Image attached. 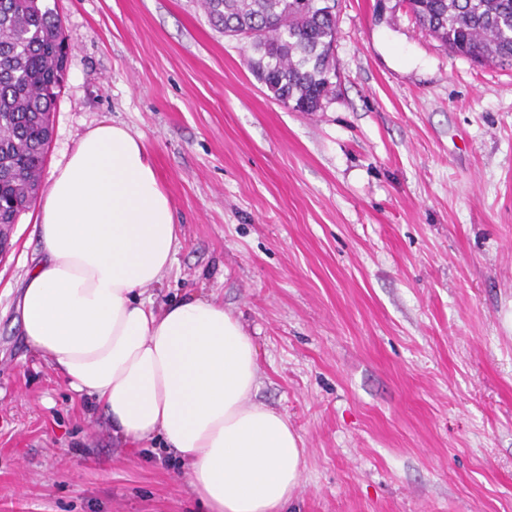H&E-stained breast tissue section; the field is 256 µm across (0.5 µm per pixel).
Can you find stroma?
I'll return each instance as SVG.
<instances>
[{"instance_id":"1","label":"stroma","mask_w":512,"mask_h":512,"mask_svg":"<svg viewBox=\"0 0 512 512\" xmlns=\"http://www.w3.org/2000/svg\"><path fill=\"white\" fill-rule=\"evenodd\" d=\"M68 45L45 171L141 134L174 262L142 297L222 303L304 453L293 512H512V68L398 0H339L336 87L276 101L202 0H47ZM38 205L0 259V512H201L186 461L122 440L27 343Z\"/></svg>"}]
</instances>
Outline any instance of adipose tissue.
I'll list each match as a JSON object with an SVG mask.
<instances>
[{
    "label": "adipose tissue",
    "mask_w": 512,
    "mask_h": 512,
    "mask_svg": "<svg viewBox=\"0 0 512 512\" xmlns=\"http://www.w3.org/2000/svg\"><path fill=\"white\" fill-rule=\"evenodd\" d=\"M41 256L18 298L28 344L116 433L159 436L190 463L208 512H288L303 456L286 417L256 403V349L223 304L141 294L170 269L174 209L140 135L104 120L49 177Z\"/></svg>",
    "instance_id": "adipose-tissue-1"
}]
</instances>
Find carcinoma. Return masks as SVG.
Masks as SVG:
<instances>
[{
  "mask_svg": "<svg viewBox=\"0 0 512 512\" xmlns=\"http://www.w3.org/2000/svg\"><path fill=\"white\" fill-rule=\"evenodd\" d=\"M299 0H205L227 35L257 30L247 65L273 97L313 112L331 93L337 19ZM416 22L453 53L512 67V0H413ZM63 31L43 0H0V237L35 198L64 79Z\"/></svg>",
  "mask_w": 512,
  "mask_h": 512,
  "instance_id": "1",
  "label": "carcinoma"
}]
</instances>
